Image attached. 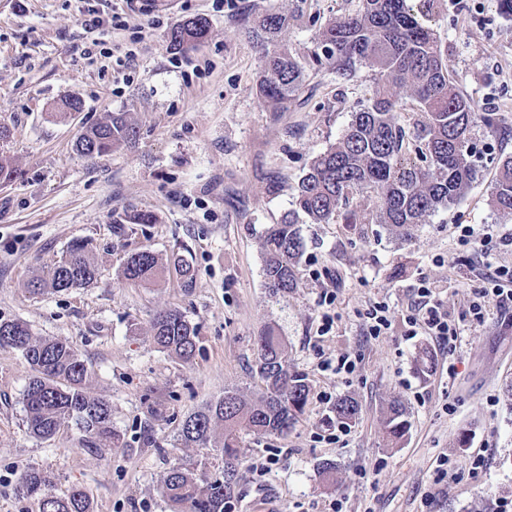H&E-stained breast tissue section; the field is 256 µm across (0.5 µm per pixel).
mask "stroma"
Returning <instances> with one entry per match:
<instances>
[{
	"mask_svg": "<svg viewBox=\"0 0 512 512\" xmlns=\"http://www.w3.org/2000/svg\"><path fill=\"white\" fill-rule=\"evenodd\" d=\"M244 13L222 0H169L125 8L122 0H0V140L19 172L0 184V322L19 320L32 334L71 342L90 372L92 391L112 407V446L95 445L75 424L51 439L27 431L24 392L31 369L22 352L0 345V512H36L17 491L31 467L50 477L48 493L83 487L92 512H169L163 479L177 463L196 476L218 475L222 462L205 448L185 447V419L234 388L246 399L260 389L255 373L264 332L286 345L293 370L309 384L308 402L287 434L245 432L239 478L227 512H495L512 500V324L491 315L465 327L455 352L429 336L408 337L403 317L420 283L433 286L453 314L466 311L488 264L511 265L512 246L490 262L457 243L454 227H491L512 234V216L496 211L490 190L500 158L512 155V20L497 0H439L423 18L440 38L449 73L493 126L471 132L479 172L465 195L438 209L401 238L374 223L369 193L349 204L360 221L304 224L296 286L275 294L263 277V235L292 207L314 157L333 145L358 104L372 96L367 69L342 80L313 65L321 26L358 0H242ZM120 8L123 29L99 52L84 23ZM288 16L282 42L305 68V82L284 110L257 94L258 45L244 17L268 9ZM202 16L208 39L182 53L166 33ZM84 107L66 112L63 98ZM129 113L133 140L88 158L78 136L108 113ZM148 211L150 224L118 223ZM79 239L91 240L98 276L87 288L29 293ZM148 249L160 260L183 256L191 287L167 273L132 283L127 257ZM336 292L322 309L325 289ZM388 305L391 328L369 335L366 311ZM180 310L197 329L194 358L183 362L151 342L156 312ZM334 320L320 333L322 313ZM428 371H420L421 354ZM346 356L353 373L323 370ZM355 398L361 412L344 424L336 402ZM399 400L405 438L391 443L386 408ZM486 468L472 471L476 454ZM456 461L436 481L439 456ZM336 467L325 482L321 466Z\"/></svg>",
	"mask_w": 512,
	"mask_h": 512,
	"instance_id": "35a3bbf8",
	"label": "stroma"
}]
</instances>
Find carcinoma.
<instances>
[{"label":"carcinoma","instance_id":"cac0c4a2","mask_svg":"<svg viewBox=\"0 0 512 512\" xmlns=\"http://www.w3.org/2000/svg\"><path fill=\"white\" fill-rule=\"evenodd\" d=\"M288 27V16L268 10L253 21L264 69L258 83L260 97L281 109L299 91L305 71L279 42ZM210 32L201 16L174 24L167 42L174 49L201 45ZM311 61L327 66L341 78L368 68L373 82L370 103L353 112L336 144L318 155L298 185L294 209L267 229L263 240L264 276L268 288L284 293L295 287L294 267L304 251L296 216L304 213L312 224H328L341 216L356 224L354 212L341 213L350 196L369 191L376 198L378 223L398 235L423 224L440 207L454 204L476 177L470 160V133L478 124H492V114L482 112L465 96L448 73L444 50L432 29L421 22L410 0H359L352 13L328 22L315 38ZM419 104V117L406 125L401 115L408 100ZM136 130L128 113L113 112L102 123L90 126L77 139L78 153L100 157L133 139ZM495 209L512 216V156L502 159L492 185ZM173 269L189 288L193 274L179 255H172ZM162 265L153 252L131 254L122 275L132 282L159 276ZM98 275L90 242L76 241L44 277L30 280L27 289L39 294L83 288ZM153 344L188 362L196 352V328L176 309L156 313L151 323ZM0 344L20 350L32 374L25 390L26 424L39 439L54 437L61 426L73 422L86 438L112 443V408L89 389L90 371L73 344L50 337H36L21 321L0 322ZM256 374L263 391L254 401L235 390L207 403L182 424L185 445L210 448L224 461L220 475L198 478L180 464L164 478L163 494L172 512H225L237 481L243 430L283 435L305 410L308 385L289 369L282 340L267 332L259 339ZM336 417L356 419L358 403L349 397L336 403ZM386 432L395 443L407 432L405 409L390 403ZM46 471L37 467L19 477V492L34 499L38 512H91L87 492L78 486L63 495H48Z\"/></svg>","mask_w":512,"mask_h":512}]
</instances>
